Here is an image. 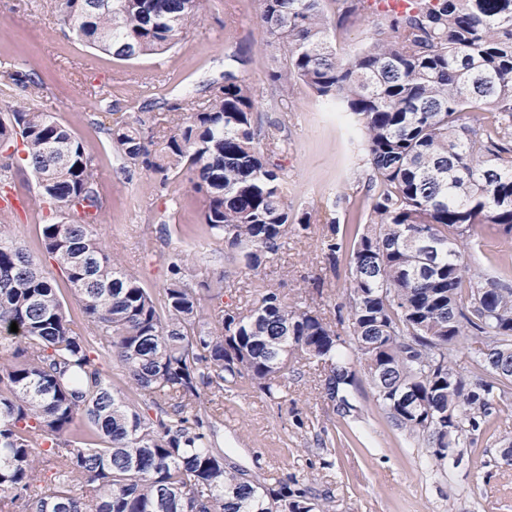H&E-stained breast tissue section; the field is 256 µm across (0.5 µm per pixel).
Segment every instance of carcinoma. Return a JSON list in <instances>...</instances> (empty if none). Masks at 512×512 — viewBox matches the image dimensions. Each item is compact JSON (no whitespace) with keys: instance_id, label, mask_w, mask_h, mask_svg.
Listing matches in <instances>:
<instances>
[{"instance_id":"1","label":"carcinoma","mask_w":512,"mask_h":512,"mask_svg":"<svg viewBox=\"0 0 512 512\" xmlns=\"http://www.w3.org/2000/svg\"><path fill=\"white\" fill-rule=\"evenodd\" d=\"M98 2L90 11L88 0H65L61 22L123 61L177 46L203 9V0ZM335 2L339 25L373 17L376 37L349 58L330 41L324 0H262L260 19L286 50L266 82L282 93L302 82L363 133L368 213L349 247L342 334L267 288L208 327L200 292L218 300L224 281L195 284L176 258L156 301L94 234L105 198L93 158L34 103L38 81L15 78L28 103L0 115V177L19 160L30 170L51 211L43 248L84 325L0 226V512H329L297 480L226 466L202 408L203 395L243 379L280 394L297 355L322 365L324 393L345 418L355 411V347L380 408L440 466L512 408V288L453 248L477 224L512 237V0H423L403 14ZM240 62L230 56L206 102L168 106L187 113L168 137L140 122L100 127L160 187L187 174L205 197L203 223L255 271L305 218L288 204L272 161L279 140L263 130ZM481 106L491 124L465 121ZM465 336L481 343L467 374L457 369ZM100 346L126 370L129 394L112 387ZM48 471L47 490L34 493ZM77 484L89 495L75 496Z\"/></svg>"}]
</instances>
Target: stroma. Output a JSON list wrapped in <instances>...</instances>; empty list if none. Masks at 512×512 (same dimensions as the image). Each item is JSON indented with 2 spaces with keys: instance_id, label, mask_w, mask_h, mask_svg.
<instances>
[{
  "instance_id": "stroma-1",
  "label": "stroma",
  "mask_w": 512,
  "mask_h": 512,
  "mask_svg": "<svg viewBox=\"0 0 512 512\" xmlns=\"http://www.w3.org/2000/svg\"><path fill=\"white\" fill-rule=\"evenodd\" d=\"M64 9L63 0H0V113L25 100L14 84L17 73L41 80L38 107L55 113L83 142L102 177L106 207L96 232L107 252L155 294L175 254L193 281L223 280L221 302H202L210 319L222 309L251 307L262 287L340 329L349 255L340 251L328 263L325 243L334 227L362 228L370 170L351 116L302 83L284 94L265 83L267 68L282 63L284 47L260 24L262 0H205L183 42L161 57L134 62L88 48L61 26ZM238 51L245 62L237 73L253 85L263 123L282 126L286 148L275 160L288 176V201L309 217L289 225L275 259L255 271L210 237L201 219L204 197L186 176L163 189L148 172H124L98 126L104 119H139L156 137L170 135L175 125L167 104L188 96L205 100L207 85L223 81ZM5 191L29 202L27 210L4 218L13 239L58 288L71 319L82 322L64 273L42 247L44 210L33 202V177L13 172ZM476 230L465 263L512 286V240L486 224ZM321 379L320 366L302 359L284 379L283 398L269 399L244 381L232 397L205 395L227 463L251 475L306 479L317 493L331 495L334 512H512V465L500 459L504 442L512 441V414L493 418L474 445L458 449L439 468L425 443L395 427L379 408L368 379L360 381L357 416L347 419L324 397Z\"/></svg>"
}]
</instances>
